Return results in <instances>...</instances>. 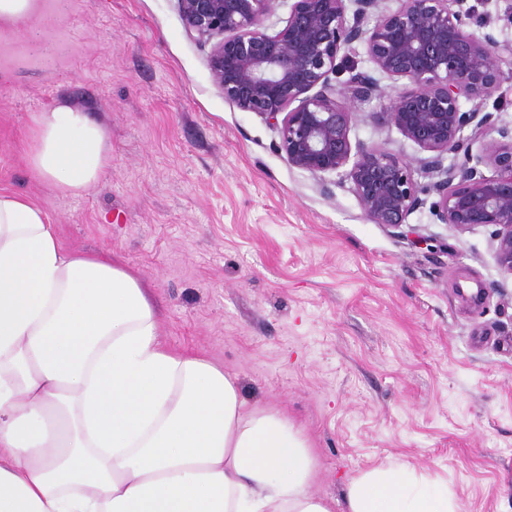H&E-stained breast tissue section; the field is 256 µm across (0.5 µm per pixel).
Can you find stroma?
Instances as JSON below:
<instances>
[{"instance_id":"1","label":"stroma","mask_w":512,"mask_h":512,"mask_svg":"<svg viewBox=\"0 0 512 512\" xmlns=\"http://www.w3.org/2000/svg\"><path fill=\"white\" fill-rule=\"evenodd\" d=\"M464 5L512 40V0ZM210 50L178 0H41L0 33V191L41 207L65 249L112 252L148 286L164 346L288 417L315 494L344 507L352 477L398 461L448 482L457 512H512V280L491 228L460 234L425 207L415 246L372 223L348 183L290 165L277 129L225 99ZM62 97L112 148L81 197L25 161L35 113ZM345 101L352 141L419 157L374 119L378 98Z\"/></svg>"}]
</instances>
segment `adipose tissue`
<instances>
[{"label": "adipose tissue", "instance_id": "obj_1", "mask_svg": "<svg viewBox=\"0 0 512 512\" xmlns=\"http://www.w3.org/2000/svg\"><path fill=\"white\" fill-rule=\"evenodd\" d=\"M32 171L97 187L105 128L61 98L35 114ZM280 413L247 407L211 361L164 347L149 291L111 252L64 250L27 198L0 192V512H336ZM346 512H456L390 463L354 476Z\"/></svg>", "mask_w": 512, "mask_h": 512}]
</instances>
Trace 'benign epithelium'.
I'll use <instances>...</instances> for the list:
<instances>
[{
	"label": "benign epithelium",
	"instance_id": "1",
	"mask_svg": "<svg viewBox=\"0 0 512 512\" xmlns=\"http://www.w3.org/2000/svg\"><path fill=\"white\" fill-rule=\"evenodd\" d=\"M273 2L180 0L189 30L213 42L209 69L224 97L272 122L293 166L323 184L344 172L366 217L401 237L424 242L407 220L427 204L460 233L495 227L496 264L512 277V133L496 127L490 112L462 109V101H483L512 81V43L472 30L473 11L463 0H397L386 13L377 12L379 0H294L285 25L269 34L264 22ZM357 42L377 70L412 82L381 104L380 115L428 156L407 161L352 142L353 112L332 79L346 71L340 52ZM347 83L382 96L368 73ZM448 154L456 160L446 165ZM482 165L496 175L486 176ZM426 193L437 200L427 203Z\"/></svg>",
	"mask_w": 512,
	"mask_h": 512
}]
</instances>
